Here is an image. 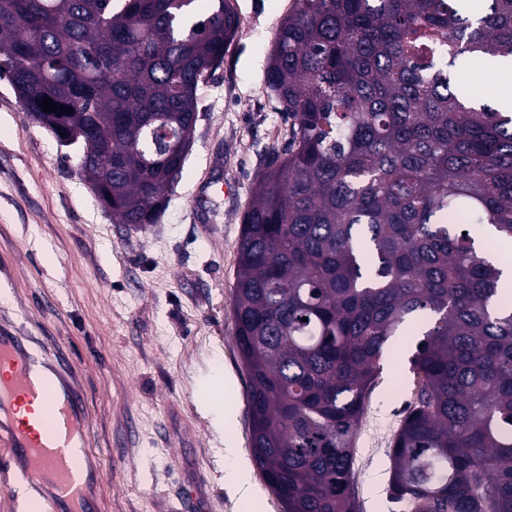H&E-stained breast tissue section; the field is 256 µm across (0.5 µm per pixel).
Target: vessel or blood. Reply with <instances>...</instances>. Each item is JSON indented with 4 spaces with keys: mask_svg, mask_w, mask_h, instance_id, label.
Returning <instances> with one entry per match:
<instances>
[{
    "mask_svg": "<svg viewBox=\"0 0 512 512\" xmlns=\"http://www.w3.org/2000/svg\"><path fill=\"white\" fill-rule=\"evenodd\" d=\"M87 417L86 397L59 347L0 327V471L16 478L0 484V495L12 512H30L19 483L34 492L40 512H98Z\"/></svg>",
    "mask_w": 512,
    "mask_h": 512,
    "instance_id": "obj_1",
    "label": "vessel or blood"
}]
</instances>
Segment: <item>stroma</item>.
<instances>
[{
	"label": "stroma",
	"instance_id": "35a3bbf8",
	"mask_svg": "<svg viewBox=\"0 0 512 512\" xmlns=\"http://www.w3.org/2000/svg\"><path fill=\"white\" fill-rule=\"evenodd\" d=\"M240 24L200 91L183 171L157 223H115L82 175L80 145L35 123L0 78V324L56 341L78 370L101 472L100 512H281L259 472L224 487V438L250 460L248 379L232 295L243 216L286 114L265 74L293 0H232ZM417 338L394 340L354 440L358 512L389 499L390 451L414 399Z\"/></svg>",
	"mask_w": 512,
	"mask_h": 512
}]
</instances>
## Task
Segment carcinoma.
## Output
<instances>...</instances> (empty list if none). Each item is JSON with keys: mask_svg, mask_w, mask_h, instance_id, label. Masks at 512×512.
<instances>
[{"mask_svg": "<svg viewBox=\"0 0 512 512\" xmlns=\"http://www.w3.org/2000/svg\"><path fill=\"white\" fill-rule=\"evenodd\" d=\"M295 0L266 81L291 120L257 175L233 311L253 462L283 512H357L353 440L394 337L420 336L390 452L411 512H512V295L471 223L512 239V113L450 73L512 57V0ZM239 26L231 0H0V77L89 132L120 224H154ZM71 110L45 113L44 97ZM308 321H302V318Z\"/></svg>", "mask_w": 512, "mask_h": 512, "instance_id": "cac0c4a2", "label": "carcinoma"}]
</instances>
